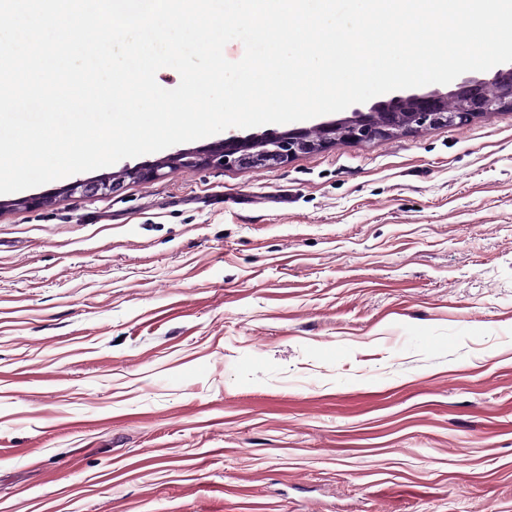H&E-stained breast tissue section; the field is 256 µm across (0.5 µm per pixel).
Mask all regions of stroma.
Listing matches in <instances>:
<instances>
[{
  "label": "stroma",
  "instance_id": "obj_1",
  "mask_svg": "<svg viewBox=\"0 0 512 512\" xmlns=\"http://www.w3.org/2000/svg\"><path fill=\"white\" fill-rule=\"evenodd\" d=\"M0 194V512H512V110ZM121 182L112 176V181H76L66 188V194H79L83 197H96L113 194L120 189Z\"/></svg>",
  "mask_w": 512,
  "mask_h": 512
}]
</instances>
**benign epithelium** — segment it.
Segmentation results:
<instances>
[{
  "label": "benign epithelium",
  "instance_id": "obj_1",
  "mask_svg": "<svg viewBox=\"0 0 512 512\" xmlns=\"http://www.w3.org/2000/svg\"><path fill=\"white\" fill-rule=\"evenodd\" d=\"M457 102L448 109V100ZM512 109V66L499 69L490 79L470 77L448 93L432 91L395 96L372 105L368 111L354 109L351 115L322 122L317 127L294 128L282 133L240 136L229 133L207 152L187 156L176 153L171 160L182 166L227 165L241 168L288 162L299 153L313 151L342 137L348 142L386 139L399 133L432 126L462 127L475 116ZM117 178L106 181H76L66 188L69 195L96 197L120 189Z\"/></svg>",
  "mask_w": 512,
  "mask_h": 512
}]
</instances>
